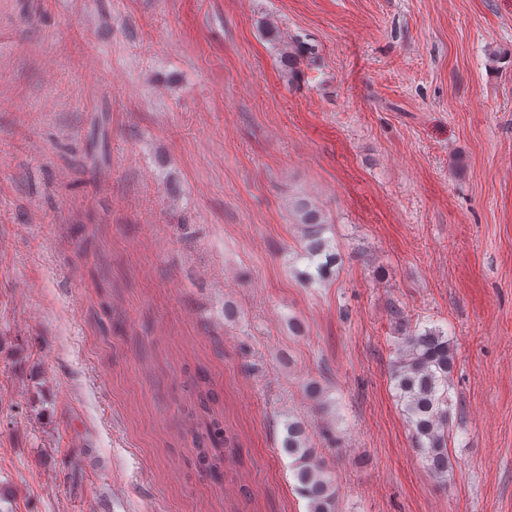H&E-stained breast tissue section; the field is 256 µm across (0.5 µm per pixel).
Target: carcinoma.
<instances>
[{"mask_svg":"<svg viewBox=\"0 0 512 512\" xmlns=\"http://www.w3.org/2000/svg\"><path fill=\"white\" fill-rule=\"evenodd\" d=\"M295 210L306 240L300 257L312 261L324 256V261L316 266L318 280L324 282L336 265V253L327 252L328 241L322 237L327 221L321 211L303 197L295 201ZM454 364L453 340L443 330L411 327L402 333L397 343L391 371L413 447L437 476L448 473L451 465L448 442ZM207 432L213 447L198 449V461L209 476L219 478L224 475L226 453L233 451V439L216 418L207 423ZM283 448L293 458L296 490L308 500L309 512H336V484L317 457L316 449L307 446L305 428L300 422H288Z\"/></svg>","mask_w":512,"mask_h":512,"instance_id":"1","label":"carcinoma"}]
</instances>
